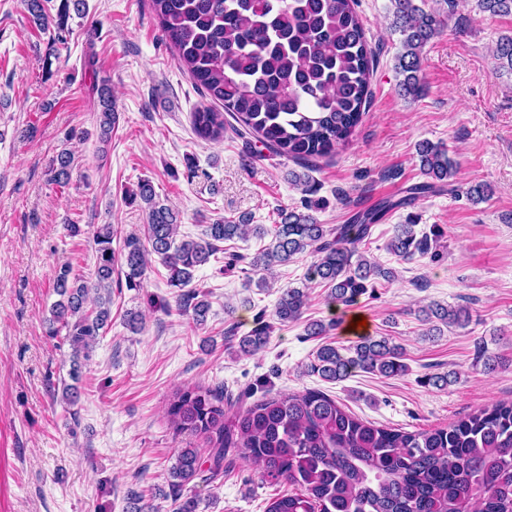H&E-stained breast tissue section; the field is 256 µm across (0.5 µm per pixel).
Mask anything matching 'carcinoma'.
<instances>
[{
  "instance_id": "cac0c4a2",
  "label": "carcinoma",
  "mask_w": 512,
  "mask_h": 512,
  "mask_svg": "<svg viewBox=\"0 0 512 512\" xmlns=\"http://www.w3.org/2000/svg\"><path fill=\"white\" fill-rule=\"evenodd\" d=\"M30 21L40 30L66 27L70 10L81 12L83 0H60L51 14L46 0H24ZM390 29L400 34L396 68L402 76L399 93L416 100L424 92L423 49L444 27L439 12L425 0H390ZM482 12L512 14V0H478ZM151 11L178 63L212 102L191 113L195 134L207 141L224 138V115L238 125L240 135L253 136L272 153L303 165L333 154L349 141L361 123L372 96L374 51L356 11V0H150ZM496 67L512 72V37L497 43ZM99 109L100 139L112 137L119 120L107 80L94 85ZM421 173L428 181L410 188L424 194L452 185L455 169L441 143L418 145ZM74 164L64 149L50 169V180L68 182ZM133 197L145 205V239L127 237L112 248L117 231L110 224L94 228L97 246L95 281L89 283L63 267L56 275L48 333L72 349V378H79L78 359H89L100 330L111 318L112 275L124 268L126 282H138L150 256L169 271L168 282L183 288L193 271L210 261L219 244L268 234L262 224L219 220L206 226L198 240H177L178 216L161 203L151 181L137 185ZM409 203L383 200L358 213L353 222L332 231L304 210H283L272 241L250 261L262 273L257 287H267L265 274L295 256L313 255L303 287L285 289L274 316L282 323L301 319L308 284L328 287L330 306H350L374 287L391 282L395 271L360 250L372 227L388 212ZM430 236L415 224H398L387 250L411 261L430 249ZM181 312L192 313L195 324L206 320L207 294L194 290L179 296ZM431 324L426 335L440 331L433 324L463 326L464 308L433 303L419 310ZM336 322L312 320L305 336L321 338ZM271 325L261 322L239 340L249 354L268 342ZM360 370L394 378L409 371L403 347L381 336H361L349 347L321 345L308 371L327 381H340ZM166 413L173 431L201 436L207 454L180 448L168 469L169 485L180 500L178 512H196L197 500L183 497L203 466L213 476L224 475L231 457L249 459L261 467V477L285 482L288 493L273 498L266 512H512V400H501L458 419L445 428L414 431L378 426L347 412L319 389L265 397L246 408H224V392L194 386L177 389Z\"/></svg>"
}]
</instances>
